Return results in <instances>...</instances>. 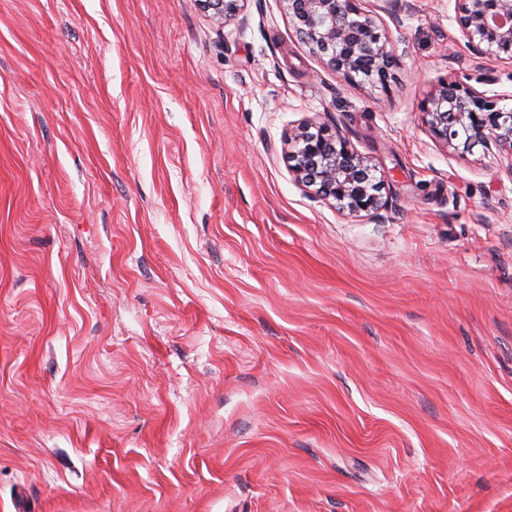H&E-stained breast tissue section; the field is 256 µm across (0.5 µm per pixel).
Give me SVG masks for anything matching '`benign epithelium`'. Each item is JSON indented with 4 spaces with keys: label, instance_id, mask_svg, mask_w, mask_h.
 Returning a JSON list of instances; mask_svg holds the SVG:
<instances>
[{
    "label": "benign epithelium",
    "instance_id": "benign-epithelium-1",
    "mask_svg": "<svg viewBox=\"0 0 512 512\" xmlns=\"http://www.w3.org/2000/svg\"><path fill=\"white\" fill-rule=\"evenodd\" d=\"M221 20L235 17L245 0H200ZM300 38L345 80L387 85L393 63L391 42L359 0H282ZM458 21L469 48L512 60V0H456ZM421 112L433 136L462 158L493 141L512 152V106L499 104L456 82H444ZM288 168L316 195L336 202L355 217L379 221L388 209L384 178L344 138L330 128L308 124L290 138Z\"/></svg>",
    "mask_w": 512,
    "mask_h": 512
}]
</instances>
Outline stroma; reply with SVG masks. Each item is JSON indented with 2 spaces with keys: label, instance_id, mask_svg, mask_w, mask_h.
<instances>
[{
  "label": "stroma",
  "instance_id": "stroma-1",
  "mask_svg": "<svg viewBox=\"0 0 512 512\" xmlns=\"http://www.w3.org/2000/svg\"><path fill=\"white\" fill-rule=\"evenodd\" d=\"M388 86L282 0H0V512H512V152L421 105L512 95L455 0H361ZM336 129L383 223L310 194ZM203 8L212 10L213 15L221 20L236 17L241 11L240 2L245 0H199ZM291 143L288 168L298 183L313 187L316 195L332 199L351 216L381 221V212L388 209V199L382 195L385 180L380 176L375 181L376 169L365 156L321 125L307 124L290 138Z\"/></svg>",
  "mask_w": 512,
  "mask_h": 512
}]
</instances>
